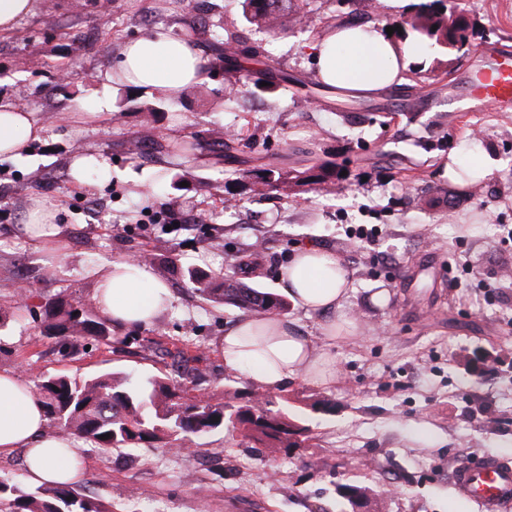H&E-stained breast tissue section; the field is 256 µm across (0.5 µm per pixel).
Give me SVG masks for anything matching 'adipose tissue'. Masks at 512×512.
Segmentation results:
<instances>
[{"mask_svg":"<svg viewBox=\"0 0 512 512\" xmlns=\"http://www.w3.org/2000/svg\"><path fill=\"white\" fill-rule=\"evenodd\" d=\"M387 23L343 21L331 26L308 47L323 84L349 97L373 98L400 86L414 61L426 55L413 36L388 35ZM116 69L128 86L166 98L180 96L208 79V62L173 33H153L123 47ZM34 112L0 100V154L20 155L41 136ZM468 161L448 157L452 186L488 178L493 167L487 154L469 149ZM50 207L32 200L22 228L38 249L49 248L61 234ZM294 316L242 313L225 326L219 352L226 367L241 371L254 387L276 392L288 381L328 385L336 380V361L326 350L339 336L358 332L354 319L340 310L351 285L335 252L310 245L295 252L281 273ZM93 302L116 334L152 325L174 302L164 281L132 258L109 263L98 277ZM322 321L321 337L305 335L298 316ZM22 453L28 482L75 483L83 463L75 438L50 431L33 384L21 374L0 369V458Z\"/></svg>","mask_w":512,"mask_h":512,"instance_id":"1","label":"adipose tissue"}]
</instances>
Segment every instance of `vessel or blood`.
Segmentation results:
<instances>
[{
	"label": "vessel or blood",
	"instance_id": "1",
	"mask_svg": "<svg viewBox=\"0 0 512 512\" xmlns=\"http://www.w3.org/2000/svg\"><path fill=\"white\" fill-rule=\"evenodd\" d=\"M466 96L478 101H512V60L493 59L468 82ZM451 484L462 499L476 504L480 512H504L512 505L511 462L496 457L478 458L455 468Z\"/></svg>",
	"mask_w": 512,
	"mask_h": 512
}]
</instances>
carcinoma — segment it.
<instances>
[{"instance_id": "cac0c4a2", "label": "carcinoma", "mask_w": 512, "mask_h": 512, "mask_svg": "<svg viewBox=\"0 0 512 512\" xmlns=\"http://www.w3.org/2000/svg\"><path fill=\"white\" fill-rule=\"evenodd\" d=\"M290 0H243L245 20L276 34L281 29ZM460 13L422 10L398 23L401 34L411 33L434 51L448 54L468 43L469 23L464 5ZM437 29H432V26ZM250 191L265 195L288 180L300 185H322L339 180L335 164L322 162L305 170L284 172L274 166L242 173ZM235 257L228 258L227 272L212 274L190 271L186 285L210 304H230L253 313L287 310L288 303L277 295L249 285L234 276ZM45 335L60 340L62 351L70 354L82 339L112 342V326L101 320L94 306L83 301L52 300L45 309ZM35 392L46 409L48 426L59 423L94 447L122 451L126 448L179 449L185 441L224 426L226 413H237L246 436L269 448L290 453L289 428L304 432L301 443L311 440L309 429L288 409L272 410L260 395L232 404L215 395H196L168 377L134 380L127 375L102 374L78 382L65 374L44 375ZM110 437L103 438V435ZM110 512L101 501L68 484H43L33 490L0 481V512Z\"/></svg>"}]
</instances>
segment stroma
<instances>
[{
    "label": "stroma",
    "mask_w": 512,
    "mask_h": 512,
    "mask_svg": "<svg viewBox=\"0 0 512 512\" xmlns=\"http://www.w3.org/2000/svg\"><path fill=\"white\" fill-rule=\"evenodd\" d=\"M470 46L410 65L407 82L374 98H348L317 77L306 43L349 14L369 20L371 0H292L308 26L270 34L247 26L241 0H34L0 31V97L35 112L45 131L27 153L0 155V368L34 381L61 373L141 379L173 376L170 350L200 360L196 393L254 395L218 352L239 314L187 290V271L222 272L279 293L289 256L309 244L336 252L351 280L344 305L363 328L328 346L336 382L300 380L275 392L311 432L292 455L271 452L232 424L193 440L189 452L84 445L82 489L111 512H346L344 485L365 488V512H477L454 492L461 462H512V105L476 101L463 111L481 50L512 55V0H465ZM193 38L210 79L174 99L111 89L124 43L158 28ZM239 35L234 66L216 42ZM288 74L274 93L237 83L238 73ZM111 99V115L99 103ZM196 159L156 152L171 131ZM232 134L231 159L212 150ZM477 138L494 163L483 183L450 187L439 174L459 142ZM271 156L285 171L321 162L337 185H288L254 195L244 171ZM52 203L58 247L34 251L20 232L33 199ZM378 225L375 242L351 226ZM222 241L219 250L205 241ZM165 244L151 271L175 300L154 325L64 356L43 333L51 298L90 300L95 270ZM471 261L475 275L449 287L442 262Z\"/></svg>",
    "instance_id": "obj_1"
}]
</instances>
